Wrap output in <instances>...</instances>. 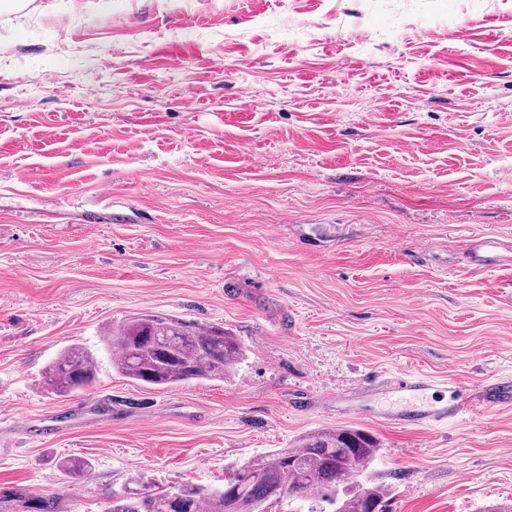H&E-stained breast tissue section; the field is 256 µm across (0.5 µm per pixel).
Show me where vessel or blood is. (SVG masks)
<instances>
[{
    "instance_id": "obj_1",
    "label": "vessel or blood",
    "mask_w": 512,
    "mask_h": 512,
    "mask_svg": "<svg viewBox=\"0 0 512 512\" xmlns=\"http://www.w3.org/2000/svg\"><path fill=\"white\" fill-rule=\"evenodd\" d=\"M501 247V242L494 238L477 240L471 249L472 264L477 267L489 265ZM431 386V380L425 376L399 374L373 379L363 386L362 391L373 400L395 394L417 398L425 394ZM493 406H512V380L501 378L494 383L481 384L473 388L459 387L452 403L428 409L395 411L376 407L370 410L369 417L371 421L395 427L428 430L444 423L448 418L479 413Z\"/></svg>"
}]
</instances>
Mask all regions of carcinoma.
<instances>
[{"instance_id": "obj_1", "label": "carcinoma", "mask_w": 512, "mask_h": 512, "mask_svg": "<svg viewBox=\"0 0 512 512\" xmlns=\"http://www.w3.org/2000/svg\"><path fill=\"white\" fill-rule=\"evenodd\" d=\"M112 368L138 385L175 389L192 380L224 381L243 357L240 341L221 327L199 326L154 314L131 318L111 331ZM97 362L71 345L51 363L46 385L68 395L92 386ZM379 453L374 436L351 428L306 435L291 448L251 458L224 476V487L190 481L161 487L148 477L112 495L106 512H287L295 501L309 512H385L386 489L358 478Z\"/></svg>"}]
</instances>
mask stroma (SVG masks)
I'll list each match as a JSON object with an SVG mask.
<instances>
[{
	"mask_svg": "<svg viewBox=\"0 0 512 512\" xmlns=\"http://www.w3.org/2000/svg\"><path fill=\"white\" fill-rule=\"evenodd\" d=\"M107 208L130 223L80 224ZM141 314L245 357L132 383L105 343ZM73 343L98 380L60 396L42 374ZM399 373L435 377L429 403L512 379V0H0V512L215 488L342 427L377 439L388 512L512 503V408L417 431L330 399ZM104 394L120 419L19 428ZM502 243L494 238L477 240L471 249V262L476 267L489 265L501 249Z\"/></svg>",
	"mask_w": 512,
	"mask_h": 512,
	"instance_id": "obj_1",
	"label": "stroma"
}]
</instances>
